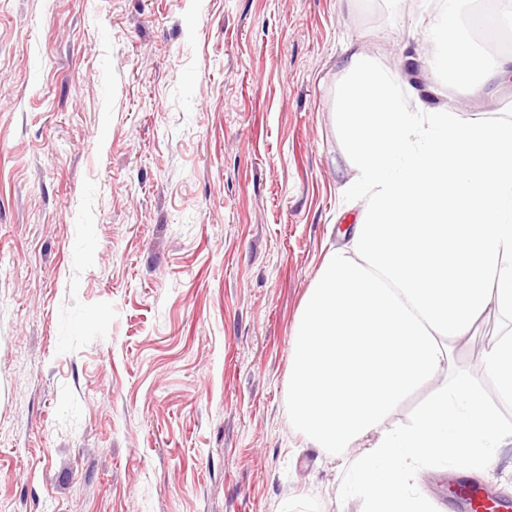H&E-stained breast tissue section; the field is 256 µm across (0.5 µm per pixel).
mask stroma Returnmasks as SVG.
<instances>
[{
  "label": "stroma",
  "instance_id": "1",
  "mask_svg": "<svg viewBox=\"0 0 512 512\" xmlns=\"http://www.w3.org/2000/svg\"><path fill=\"white\" fill-rule=\"evenodd\" d=\"M441 6L0 0V512H362L290 422L291 333L365 209L343 198L348 53L422 112L512 106V78L432 77ZM460 25L512 55V0ZM499 322L455 367L483 376ZM467 481L512 502V445Z\"/></svg>",
  "mask_w": 512,
  "mask_h": 512
}]
</instances>
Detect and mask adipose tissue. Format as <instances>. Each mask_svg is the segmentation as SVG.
Returning <instances> with one entry per match:
<instances>
[{"label": "adipose tissue", "mask_w": 512, "mask_h": 512, "mask_svg": "<svg viewBox=\"0 0 512 512\" xmlns=\"http://www.w3.org/2000/svg\"><path fill=\"white\" fill-rule=\"evenodd\" d=\"M461 0H444L445 17L428 31L429 40L438 50V67L456 83L471 87L477 76L485 74L489 65L475 53L458 26L457 16Z\"/></svg>", "instance_id": "obj_1"}]
</instances>
